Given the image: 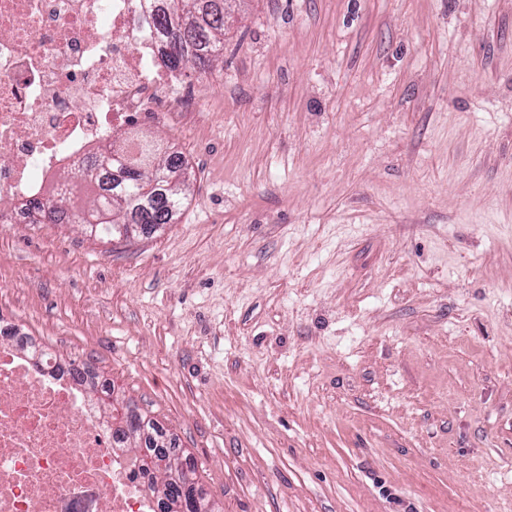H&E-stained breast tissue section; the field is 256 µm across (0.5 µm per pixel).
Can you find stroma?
Here are the masks:
<instances>
[{
    "instance_id": "obj_1",
    "label": "stroma",
    "mask_w": 512,
    "mask_h": 512,
    "mask_svg": "<svg viewBox=\"0 0 512 512\" xmlns=\"http://www.w3.org/2000/svg\"><path fill=\"white\" fill-rule=\"evenodd\" d=\"M164 230L0 224V318L216 512H512V0H241Z\"/></svg>"
}]
</instances>
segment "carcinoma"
<instances>
[{"instance_id": "1", "label": "carcinoma", "mask_w": 512, "mask_h": 512, "mask_svg": "<svg viewBox=\"0 0 512 512\" xmlns=\"http://www.w3.org/2000/svg\"><path fill=\"white\" fill-rule=\"evenodd\" d=\"M230 0H165L161 11L152 15L156 29L168 39L165 60L173 67L191 64L201 71L223 54L226 5ZM182 158L167 152H146L138 159H130L117 151L99 155L96 163L82 170L80 179L93 184L108 182L104 191L93 197L92 208L82 219L86 230L102 239L117 236V226L141 224H172L181 210L185 181L180 179ZM64 193L58 192L43 199L29 201L32 209L44 223L56 224L63 212ZM112 437L117 449L124 448L130 438L144 440L145 449L136 458L139 473L150 477V487L159 500H168L163 512H185L181 496L167 495L164 489L171 486L170 479L177 473L179 460L174 440L167 439L162 429L147 421L138 412L132 417L137 423L122 420L112 408ZM168 459L161 470L157 461ZM163 471L162 483L155 481L156 472Z\"/></svg>"}]
</instances>
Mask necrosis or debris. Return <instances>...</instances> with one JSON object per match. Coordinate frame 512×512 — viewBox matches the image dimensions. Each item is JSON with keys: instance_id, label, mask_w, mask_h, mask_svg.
Returning a JSON list of instances; mask_svg holds the SVG:
<instances>
[{"instance_id": "obj_1", "label": "necrosis or debris", "mask_w": 512, "mask_h": 512, "mask_svg": "<svg viewBox=\"0 0 512 512\" xmlns=\"http://www.w3.org/2000/svg\"><path fill=\"white\" fill-rule=\"evenodd\" d=\"M140 0H0V223L29 224L67 163L127 138L137 120L200 111ZM50 359L0 345V512H154L112 450L96 403Z\"/></svg>"}]
</instances>
